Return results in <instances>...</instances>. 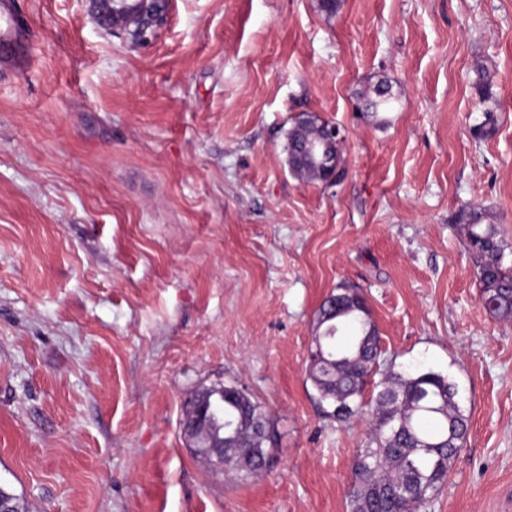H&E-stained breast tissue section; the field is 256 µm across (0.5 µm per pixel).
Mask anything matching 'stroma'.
Wrapping results in <instances>:
<instances>
[{
	"label": "stroma",
	"mask_w": 512,
	"mask_h": 512,
	"mask_svg": "<svg viewBox=\"0 0 512 512\" xmlns=\"http://www.w3.org/2000/svg\"><path fill=\"white\" fill-rule=\"evenodd\" d=\"M15 9L32 40L0 75V485L25 512H351L369 426L327 416L308 378L342 284L384 359L459 387L467 443L426 512H512V322L483 307L460 221L489 213L512 265V0H175L144 46L84 0ZM380 82L390 106L363 111ZM305 114L341 131L337 185L288 164ZM212 385L268 412L267 472L188 448L182 403Z\"/></svg>",
	"instance_id": "1"
}]
</instances>
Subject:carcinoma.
Returning <instances> with one entry per match:
<instances>
[{
  "label": "carcinoma",
  "instance_id": "1",
  "mask_svg": "<svg viewBox=\"0 0 512 512\" xmlns=\"http://www.w3.org/2000/svg\"><path fill=\"white\" fill-rule=\"evenodd\" d=\"M365 111L378 112L388 103L389 88L380 83ZM326 122L306 117L288 133L292 169L300 177L314 178L317 161L300 155L304 139L318 140ZM462 221L478 268L480 299L493 317L512 321V267L505 265L507 244L486 212H463ZM384 361L380 338L367 300L355 288L339 286L318 310L315 349L308 377L328 415L340 423L370 417L369 442L358 449L349 490L352 512H422L448 483L452 464L464 447L468 417L457 399V384L424 361L395 369L385 364L381 390L374 404L363 400L365 386ZM211 414L203 424L219 437L224 424L238 427L251 447L225 450L224 473L249 478L271 465L265 447L270 437L254 439L258 421L269 424L262 405L241 398L232 390L214 389Z\"/></svg>",
  "mask_w": 512,
  "mask_h": 512
}]
</instances>
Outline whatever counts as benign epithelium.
Masks as SVG:
<instances>
[{
	"mask_svg": "<svg viewBox=\"0 0 512 512\" xmlns=\"http://www.w3.org/2000/svg\"><path fill=\"white\" fill-rule=\"evenodd\" d=\"M87 10L96 25L112 32L116 37L131 41L134 45H142L156 38L159 30L165 25L174 0H165L164 8L157 7V0H84ZM122 14L128 25L118 27L112 24V17ZM204 396L200 390L193 392L183 404L181 419L182 433L192 432L200 425L196 419V403ZM214 455L220 462L224 461V449L241 448L243 444L236 433H229L213 444Z\"/></svg>",
	"mask_w": 512,
	"mask_h": 512,
	"instance_id": "7a95c632",
	"label": "benign epithelium"
}]
</instances>
